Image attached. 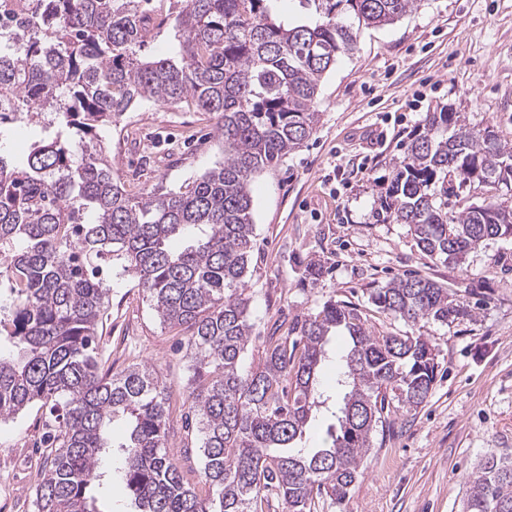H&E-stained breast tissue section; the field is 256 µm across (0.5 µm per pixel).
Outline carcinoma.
<instances>
[{
	"label": "carcinoma",
	"instance_id": "carcinoma-1",
	"mask_svg": "<svg viewBox=\"0 0 512 512\" xmlns=\"http://www.w3.org/2000/svg\"><path fill=\"white\" fill-rule=\"evenodd\" d=\"M19 53L0 54V137L18 114L47 119L51 134L26 163L0 154V422L40 404L53 428L41 441L35 512H99L100 454L111 426L128 434L119 473L136 512H313L339 503L362 474L372 434L392 402L421 406L433 389L435 347L423 336L376 335L336 301L264 342L253 336L245 279L253 248L251 182L303 146L319 122L324 76L356 50L362 30L396 23L417 0H300L282 19L278 0H43ZM170 57L147 47L162 33ZM190 98L211 113L224 162L177 190L135 195L112 176L99 130L141 101ZM512 185V147L448 107L412 135L382 202V220L405 224L427 255L459 260L512 231L496 195L460 211L463 186ZM184 238L183 247L172 240ZM118 259L159 321L181 328L193 374L186 427L200 445L202 480L184 482L170 456L173 399L154 369L101 367L99 328L109 307L103 264ZM413 325L471 316L448 288L403 277L370 295ZM347 338L335 423L321 448L301 440L326 403L320 369L331 330ZM463 512H512V457L486 453L468 481Z\"/></svg>",
	"mask_w": 512,
	"mask_h": 512
}]
</instances>
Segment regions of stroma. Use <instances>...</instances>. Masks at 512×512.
I'll return each instance as SVG.
<instances>
[{
	"mask_svg": "<svg viewBox=\"0 0 512 512\" xmlns=\"http://www.w3.org/2000/svg\"><path fill=\"white\" fill-rule=\"evenodd\" d=\"M440 104L512 147V0H420L395 24L364 30L356 51L321 83L313 134L252 181L246 295L256 338L245 366L256 364L261 337L276 325L330 300L356 307L375 333L411 330L437 348L438 377L426 403L392 409L346 500L317 512H462L483 455L512 456V237L485 240L445 262L423 253L407 225L377 219L395 160ZM102 136L113 176L142 193L179 188L224 160L214 119L189 102L134 105ZM311 260L324 267L319 278L305 273ZM410 273L448 287L472 317L412 327L378 312L371 291ZM106 278L103 362L116 373L151 366L184 400V333L160 324L120 262ZM45 430L35 407L0 424V461L11 476L0 481V512H34L33 444ZM118 459L114 451L101 458L102 512H121L128 501Z\"/></svg>",
	"mask_w": 512,
	"mask_h": 512,
	"instance_id": "obj_1",
	"label": "stroma"
}]
</instances>
